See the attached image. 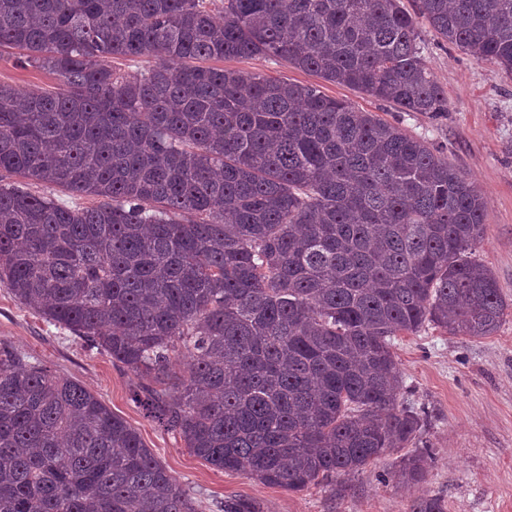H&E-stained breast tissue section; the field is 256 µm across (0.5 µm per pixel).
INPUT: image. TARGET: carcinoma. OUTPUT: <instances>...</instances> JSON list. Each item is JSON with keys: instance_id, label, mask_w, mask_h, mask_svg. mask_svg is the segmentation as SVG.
Segmentation results:
<instances>
[{"instance_id": "1", "label": "carcinoma", "mask_w": 512, "mask_h": 512, "mask_svg": "<svg viewBox=\"0 0 512 512\" xmlns=\"http://www.w3.org/2000/svg\"><path fill=\"white\" fill-rule=\"evenodd\" d=\"M419 17L512 76V0H0V47L58 78L0 84V171L98 199L0 182V285L140 376L134 399L217 469L298 492L395 454L391 480L422 484L425 411L392 347L499 328L508 305L469 257L484 198L315 86L191 65L267 56L446 112ZM139 56L155 64L112 66ZM0 512L197 508L98 396L0 344ZM32 183V182H29ZM28 189L35 194L39 195H52L59 203L74 206L80 205L83 207H90L97 204V200L91 196H82L81 198H74L68 193L61 192L58 188L43 185V184H29Z\"/></svg>"}]
</instances>
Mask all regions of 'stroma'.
<instances>
[{
	"instance_id": "1",
	"label": "stroma",
	"mask_w": 512,
	"mask_h": 512,
	"mask_svg": "<svg viewBox=\"0 0 512 512\" xmlns=\"http://www.w3.org/2000/svg\"><path fill=\"white\" fill-rule=\"evenodd\" d=\"M418 28L425 67L448 95V110L438 115L399 111L280 59H227L223 66L317 86L427 140L475 182L487 201L486 231L471 257L491 270L509 305L498 330L476 339L429 326L394 340L403 397L427 414L423 442L433 462L421 486L385 481L395 465L391 455L347 476L348 489L341 494L329 485L291 492L219 470L190 454L177 434L134 400L138 378L132 371L46 322L0 287V343L98 395L139 433L197 502L198 512H221L230 496L253 499L263 512H410L420 496L441 498L446 512H512V77L440 39L426 21ZM0 83L24 92L55 87L57 79L18 66L8 50L0 53Z\"/></svg>"
}]
</instances>
